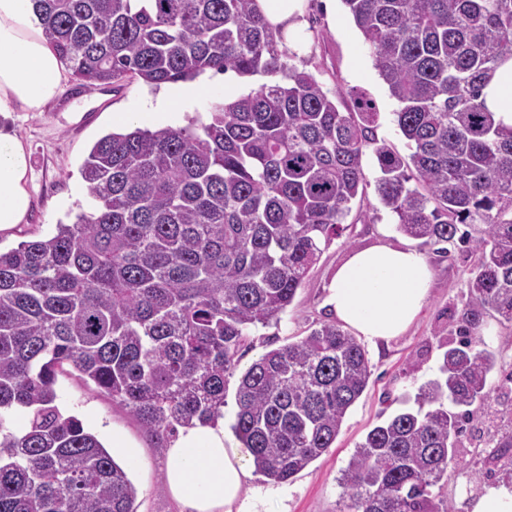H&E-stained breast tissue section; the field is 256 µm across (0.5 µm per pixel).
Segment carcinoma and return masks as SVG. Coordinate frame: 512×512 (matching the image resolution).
<instances>
[{"label": "carcinoma", "mask_w": 512, "mask_h": 512, "mask_svg": "<svg viewBox=\"0 0 512 512\" xmlns=\"http://www.w3.org/2000/svg\"><path fill=\"white\" fill-rule=\"evenodd\" d=\"M35 2L81 83L158 87L207 70L267 81L215 105L197 131L106 134L82 166L88 207L0 251V512H137L126 468L57 404V372L67 365L123 402L159 449L223 416L248 330L280 321L364 194L367 148L398 230L457 240L475 264L460 346L419 388V409L367 433L343 495L352 512H450L432 488L476 406L494 428L490 459L512 466V373L489 384L496 359L472 336L491 312L512 321V127L482 99L512 58V0H343L399 103L407 160L376 138L370 98L344 112L283 61L255 0ZM370 376L361 344L334 323L252 363L233 430L256 472L282 483L320 458Z\"/></svg>", "instance_id": "cac0c4a2"}]
</instances>
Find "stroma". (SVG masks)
Returning <instances> with one entry per match:
<instances>
[{"label": "stroma", "instance_id": "stroma-1", "mask_svg": "<svg viewBox=\"0 0 512 512\" xmlns=\"http://www.w3.org/2000/svg\"><path fill=\"white\" fill-rule=\"evenodd\" d=\"M301 29L302 54H288V65L312 74L325 90L350 101L352 92H366L379 112L376 135L401 156L410 150L400 133L394 114L397 101L389 94L373 63L369 46L344 4L326 12L322 0H307ZM155 87L137 78L122 80L118 91L81 89L70 81L61 99L42 112L21 113L17 131L29 144L32 155V208L26 223L0 233V250L14 248L24 240L54 234L60 223H70L89 201L88 185L81 176V164L90 147L111 132V115L132 109L141 99L157 96ZM363 170L368 186L354 202L345 219L346 229L324 249L298 288L293 303L280 322L253 330L240 351L238 367L248 368L266 351L307 336L327 319L321 303L324 290L336 269L353 249L385 238L405 244L427 256L434 269V281L427 306L400 336L366 347L371 376L362 396L348 411L332 447L293 480L274 483L253 474L249 489L273 491L270 512H348V501L338 484L357 445L375 425L402 410L404 401L414 400L421 385L435 379L444 352L458 346L459 320L468 302L467 281L475 258L459 248L449 255L435 246L399 232L393 213L375 194L373 184L379 168L373 153H365ZM477 335L479 346L493 353L502 373L512 372V322L487 314ZM61 409L77 416L104 446H111L113 429H122L138 447L140 461L129 477L137 489L138 512H182L163 475V451L136 417L120 403L89 387L73 369L60 373L56 384ZM473 431L462 437L458 462L449 469L447 481L434 492L447 500L452 512H469L470 500L483 485L505 482L499 466L489 463V449L481 434L488 429L483 413H476Z\"/></svg>", "mask_w": 512, "mask_h": 512}]
</instances>
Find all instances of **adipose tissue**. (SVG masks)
I'll return each instance as SVG.
<instances>
[{
	"label": "adipose tissue",
	"mask_w": 512,
	"mask_h": 512,
	"mask_svg": "<svg viewBox=\"0 0 512 512\" xmlns=\"http://www.w3.org/2000/svg\"><path fill=\"white\" fill-rule=\"evenodd\" d=\"M304 2L257 0L284 46L293 50ZM68 83L69 72L43 35L34 0H0V232L25 223L31 204V151L15 131V115L44 111ZM211 90L208 82L171 89L143 111L113 113L112 125L123 130L181 111ZM483 94L488 110L512 126V58L499 65ZM432 280L433 270L417 250L380 243L350 253L334 273L324 304L337 322L375 346L415 321ZM164 476L184 512H265L263 496L244 494L250 458L231 446L223 422L179 428L165 452Z\"/></svg>",
	"instance_id": "obj_1"
}]
</instances>
